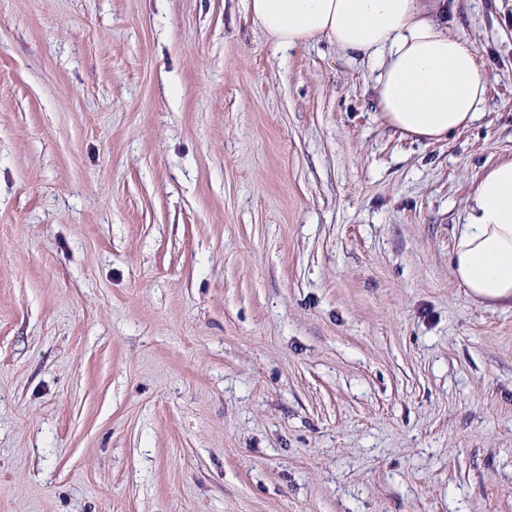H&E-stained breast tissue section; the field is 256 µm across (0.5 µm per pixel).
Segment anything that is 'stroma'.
I'll use <instances>...</instances> for the list:
<instances>
[{"mask_svg":"<svg viewBox=\"0 0 512 512\" xmlns=\"http://www.w3.org/2000/svg\"><path fill=\"white\" fill-rule=\"evenodd\" d=\"M481 118L238 0H0V512H512V307L448 256L512 159V0H446Z\"/></svg>","mask_w":512,"mask_h":512,"instance_id":"1","label":"stroma"}]
</instances>
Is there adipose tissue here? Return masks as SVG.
<instances>
[{
  "label": "adipose tissue",
  "mask_w": 512,
  "mask_h": 512,
  "mask_svg": "<svg viewBox=\"0 0 512 512\" xmlns=\"http://www.w3.org/2000/svg\"><path fill=\"white\" fill-rule=\"evenodd\" d=\"M273 44L326 37L373 64L382 121L417 142H436L481 115L487 79L462 36L448 28L445 0H240ZM451 271L473 298L512 304V159L479 172Z\"/></svg>",
  "instance_id": "1"
}]
</instances>
